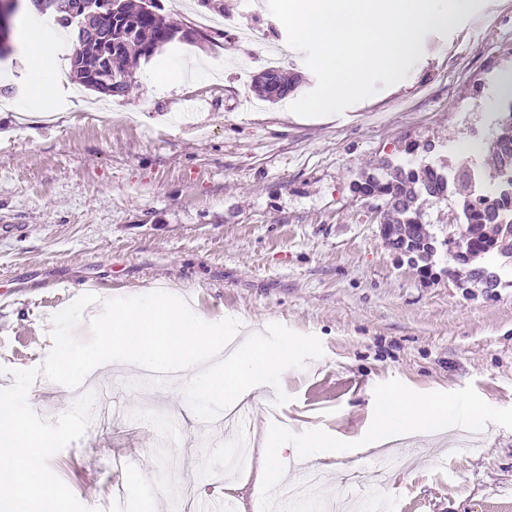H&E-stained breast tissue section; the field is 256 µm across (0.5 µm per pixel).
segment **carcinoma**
Wrapping results in <instances>:
<instances>
[{"mask_svg": "<svg viewBox=\"0 0 512 512\" xmlns=\"http://www.w3.org/2000/svg\"><path fill=\"white\" fill-rule=\"evenodd\" d=\"M144 0H83L86 10L95 13L89 20V29L79 48H70L69 60L74 80L81 86L100 75L126 76L139 65L140 60H150L160 49L171 43L173 26L159 14L160 4L151 9L143 6ZM133 22V27L116 26L108 17L112 8ZM124 44L123 54L109 65H99L100 53L112 42ZM271 90L261 97L263 101L286 98L294 88L292 79L279 68L265 71ZM501 133L489 144L490 175L487 180L500 189L497 201L475 198L473 192L464 197L461 207L465 230L456 239L470 259L494 254L512 262V209L509 208V191L512 190V166L503 168L504 159L512 153V107L501 113ZM479 169L470 158L459 165L444 161H431L416 168H405L391 163L382 167L383 173H369L354 184L356 192L368 199L378 201L376 208L383 209L385 223L393 226L392 237L384 241L391 251L407 257L416 265L424 263L430 267L435 252L434 241L421 223L416 202L423 196L445 199L452 186L464 183L472 186L471 172ZM467 283L478 288H497L500 276L478 266L469 271Z\"/></svg>", "mask_w": 512, "mask_h": 512, "instance_id": "1", "label": "carcinoma"}]
</instances>
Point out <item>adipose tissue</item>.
<instances>
[{"label":"adipose tissue","mask_w":512,"mask_h":512,"mask_svg":"<svg viewBox=\"0 0 512 512\" xmlns=\"http://www.w3.org/2000/svg\"><path fill=\"white\" fill-rule=\"evenodd\" d=\"M16 42L19 52L35 64V91L41 94L54 91L62 76L56 66L45 58L42 32L36 28H20L16 34ZM375 409L376 424L370 440L374 447L414 429L424 431L440 427L446 423L448 417L446 404L434 400L419 401L402 392L380 395Z\"/></svg>","instance_id":"adipose-tissue-1"}]
</instances>
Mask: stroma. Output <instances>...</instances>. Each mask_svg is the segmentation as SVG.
<instances>
[{"label":"stroma","instance_id":"1","mask_svg":"<svg viewBox=\"0 0 512 512\" xmlns=\"http://www.w3.org/2000/svg\"><path fill=\"white\" fill-rule=\"evenodd\" d=\"M471 13L448 30L427 33L406 82L344 112L318 119L288 114L314 88L302 53L281 68L297 74L287 100L239 108L251 95L237 62L285 43L283 25L260 0H224L226 34L177 40L140 64L126 96L109 98V117L91 112L97 93L63 85L50 105L34 97L31 66L18 50L0 59V88L10 87L22 118L0 108V388L13 370L40 365L53 345L48 321L95 278L112 296L188 290L195 311L242 324L280 323L316 336L322 357L285 371L290 402L253 403V435L279 434L285 458L305 434L325 436V467L344 495L360 473L364 502L396 492L389 512H500L512 504V264L500 287L465 291L467 269L448 258V236L465 194L420 198L422 222L440 247L431 276L390 251L383 215L354 183L384 163L457 159V144L499 132L497 109L483 107L492 76L512 69V0ZM264 28L265 45L241 52L235 30ZM180 75L158 87L157 68ZM144 370L111 363L94 370L93 391L109 397L108 418L54 455L51 470L86 506L108 507L126 474L111 468L134 457L156 478L166 447L177 488L197 492L195 512H210L211 475L240 439L219 427L202 433L179 393L146 387ZM406 392L447 399L449 423L411 432L424 454L366 451L376 398ZM31 407L55 420L81 392L38 378ZM288 483L263 485L258 464L226 492L252 512L279 499L281 512H327L328 496L298 501Z\"/></svg>","mask_w":512,"mask_h":512}]
</instances>
